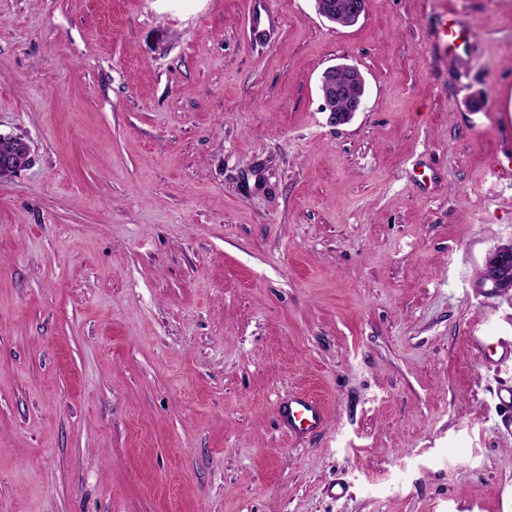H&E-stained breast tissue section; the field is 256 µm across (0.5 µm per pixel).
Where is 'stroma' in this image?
<instances>
[{
    "mask_svg": "<svg viewBox=\"0 0 512 512\" xmlns=\"http://www.w3.org/2000/svg\"><path fill=\"white\" fill-rule=\"evenodd\" d=\"M0 132V512H512V0H0ZM316 10L323 12L331 5L338 7H345L348 0H316ZM365 11V0H350V3L346 6L345 10H330L326 19L330 20L331 23L336 24L339 27H351ZM463 29V26L454 20H451L448 25V17H446L440 27L433 32V38L446 51L448 47L456 45V40L461 36ZM328 77L321 76L319 89L323 83L324 91H320L322 99V112H328V121L333 125H340L349 122L357 112H362L366 103V83L363 75L353 65L339 63L329 67L326 71ZM336 72H341L348 79L350 84H360L362 86L359 95L346 94L342 86L336 84ZM344 100L345 109L339 111L336 108L338 100ZM17 136L10 133H0V178L4 176H15L29 166L28 158L16 151H4L2 144L5 141L14 140ZM485 277L496 285L512 282V247L495 252V262L487 269ZM282 419L291 431L315 429L325 420L320 402L307 395L293 397L281 410Z\"/></svg>",
    "mask_w": 512,
    "mask_h": 512,
    "instance_id": "35a3bbf8",
    "label": "stroma"
}]
</instances>
